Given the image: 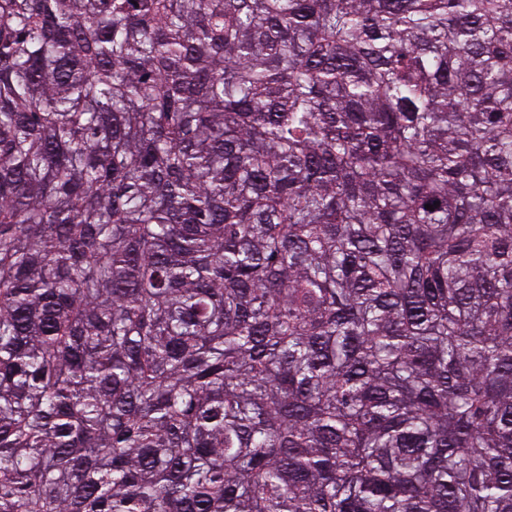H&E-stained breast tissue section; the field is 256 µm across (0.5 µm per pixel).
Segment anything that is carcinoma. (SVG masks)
Returning <instances> with one entry per match:
<instances>
[{
  "label": "carcinoma",
  "instance_id": "1",
  "mask_svg": "<svg viewBox=\"0 0 512 512\" xmlns=\"http://www.w3.org/2000/svg\"><path fill=\"white\" fill-rule=\"evenodd\" d=\"M0 512H512V0H0Z\"/></svg>",
  "mask_w": 512,
  "mask_h": 512
}]
</instances>
